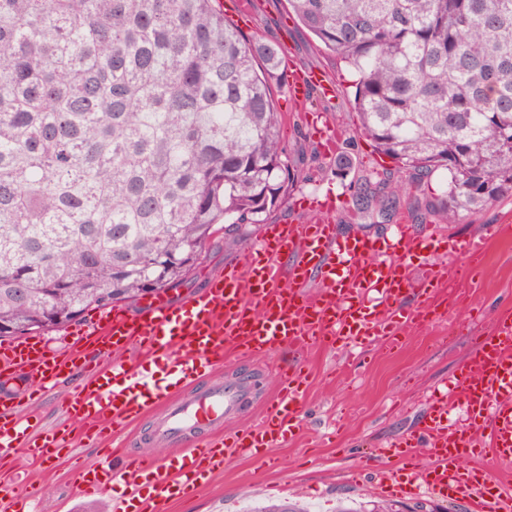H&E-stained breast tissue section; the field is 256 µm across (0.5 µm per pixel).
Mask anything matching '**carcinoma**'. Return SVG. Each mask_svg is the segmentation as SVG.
I'll use <instances>...</instances> for the list:
<instances>
[{"mask_svg":"<svg viewBox=\"0 0 512 512\" xmlns=\"http://www.w3.org/2000/svg\"><path fill=\"white\" fill-rule=\"evenodd\" d=\"M355 75L356 133L457 224L512 198V0H288ZM280 46L220 0H0V338L177 288L299 172ZM254 512H306L276 500Z\"/></svg>","mask_w":512,"mask_h":512,"instance_id":"cac0c4a2","label":"carcinoma"}]
</instances>
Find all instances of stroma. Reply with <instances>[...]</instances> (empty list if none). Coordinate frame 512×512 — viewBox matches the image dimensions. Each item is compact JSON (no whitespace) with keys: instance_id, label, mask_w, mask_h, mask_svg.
<instances>
[{"instance_id":"1","label":"stroma","mask_w":512,"mask_h":512,"mask_svg":"<svg viewBox=\"0 0 512 512\" xmlns=\"http://www.w3.org/2000/svg\"><path fill=\"white\" fill-rule=\"evenodd\" d=\"M248 16L241 29L248 36L280 45L283 55L307 69L325 71L336 85L335 97L313 90L308 100L293 105L286 89L275 92L282 115V140L300 171L290 200L268 218L272 224L307 221V212L294 209L292 199L335 194L339 203L331 215L343 236L382 239L396 225L410 224L436 238L464 240L512 219V200L457 224H443L424 209L425 201L440 197L441 173L419 177L392 158L378 154L371 140L358 137V114L349 104L352 75L348 68L293 19L288 0H247ZM340 136L338 151L351 159L347 169H336L323 155L310 124L312 114ZM401 183L389 202L374 197L357 207L355 189L364 179ZM263 226L249 224L244 239L216 234L202 259L178 288L167 292L179 303L201 292L211 274L241 263ZM471 301L450 309L401 338L398 349L367 350L351 347L314 349L299 355L285 350V366L305 363L307 389L301 406L302 430L272 450L268 465L253 457L230 460L202 496L168 504L167 512H245L270 500L290 499L309 504L312 512H333L345 504L371 508L384 504L394 512H468L464 505L425 494L400 496L383 493L374 473L380 468L397 472L392 460L365 459L364 449L389 440L415 435L427 416L425 394L458 375L479 336L487 333L499 310L512 306V227L495 238L484 259ZM0 486L20 497H34L36 512H111L109 497L82 495L72 464L51 459L32 463L26 458L7 468Z\"/></svg>"}]
</instances>
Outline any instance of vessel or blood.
<instances>
[{
	"label": "vessel or blood",
	"mask_w": 512,
	"mask_h": 512,
	"mask_svg": "<svg viewBox=\"0 0 512 512\" xmlns=\"http://www.w3.org/2000/svg\"><path fill=\"white\" fill-rule=\"evenodd\" d=\"M314 89L326 97L336 94L323 72L291 64L289 99L304 102ZM295 205L310 212L311 220L266 225L241 266L213 273L206 288L186 302L155 298L135 316L113 308L59 351L27 337L0 344V373L23 377L26 397H44L60 380L82 378L65 400L67 422L46 434L19 415L18 399L0 402V463L18 452L33 461L60 455L73 441V421L83 422L84 436L106 441L154 411L153 436L175 447L174 455L127 454L117 446L99 459L76 462L75 471L87 496L124 486L113 512H165L168 503L201 494L233 452L273 448L300 426L306 376L297 369L265 401L258 426L225 434V421L255 394L248 376L229 385L208 382V375L222 370L225 352L248 362L283 347L302 353L319 343L380 340L396 347L402 330L449 309L448 278L472 281L473 265L493 239L488 233L442 243L403 224L383 243L342 237L330 222L335 198L301 197ZM440 249L450 259L448 267L422 260V253ZM410 289L417 290L421 304L405 314L399 302ZM128 349L137 351L139 361L120 359ZM108 354L112 364L99 366ZM458 406L467 414L462 426L449 418ZM430 407L417 441L378 449V456L396 458L405 472L401 480L386 478L381 489L469 500L474 512H512V481L506 476L512 470L511 309L499 312L460 376L434 392ZM419 443L433 450V465L421 466ZM471 457L486 458L487 467L465 466ZM490 467L504 471V478L488 482Z\"/></svg>",
	"instance_id": "obj_1"
}]
</instances>
